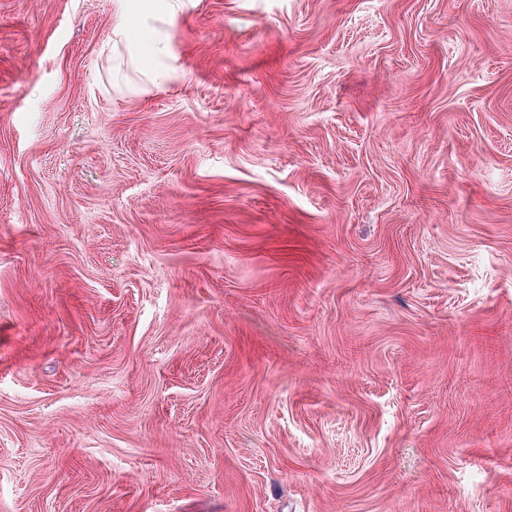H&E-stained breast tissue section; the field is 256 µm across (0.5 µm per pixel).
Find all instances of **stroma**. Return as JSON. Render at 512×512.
<instances>
[{
  "label": "stroma",
  "mask_w": 512,
  "mask_h": 512,
  "mask_svg": "<svg viewBox=\"0 0 512 512\" xmlns=\"http://www.w3.org/2000/svg\"><path fill=\"white\" fill-rule=\"evenodd\" d=\"M0 512H512V0H0Z\"/></svg>",
  "instance_id": "stroma-1"
}]
</instances>
